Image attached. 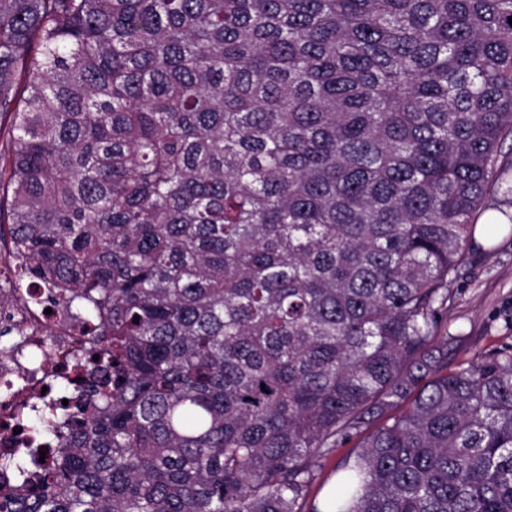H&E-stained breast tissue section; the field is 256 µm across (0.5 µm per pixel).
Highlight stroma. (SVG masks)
<instances>
[{"mask_svg":"<svg viewBox=\"0 0 512 512\" xmlns=\"http://www.w3.org/2000/svg\"><path fill=\"white\" fill-rule=\"evenodd\" d=\"M441 335L452 341L449 366L512 340V235L501 234L491 249L472 248L442 318Z\"/></svg>","mask_w":512,"mask_h":512,"instance_id":"stroma-1","label":"stroma"}]
</instances>
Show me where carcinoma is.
Instances as JSON below:
<instances>
[{"mask_svg": "<svg viewBox=\"0 0 512 512\" xmlns=\"http://www.w3.org/2000/svg\"><path fill=\"white\" fill-rule=\"evenodd\" d=\"M511 17L0 0V239L84 336L0 512H512V343L439 336L512 230Z\"/></svg>", "mask_w": 512, "mask_h": 512, "instance_id": "1", "label": "carcinoma"}]
</instances>
